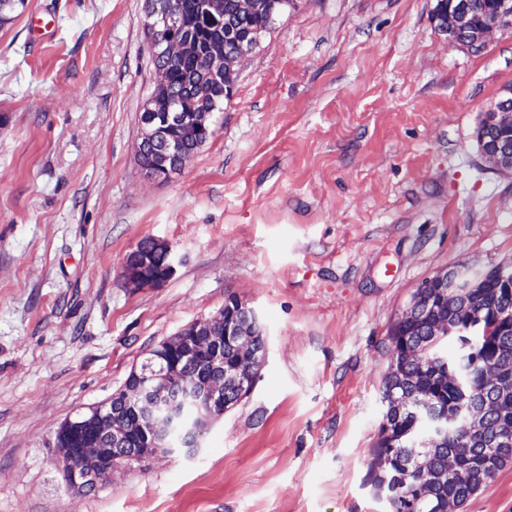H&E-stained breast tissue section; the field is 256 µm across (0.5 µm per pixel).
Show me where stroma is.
Here are the masks:
<instances>
[{"label": "stroma", "mask_w": 512, "mask_h": 512, "mask_svg": "<svg viewBox=\"0 0 512 512\" xmlns=\"http://www.w3.org/2000/svg\"><path fill=\"white\" fill-rule=\"evenodd\" d=\"M436 0H298L179 173L146 180L145 0H28L0 27V512H389L374 450L390 334L443 270L512 263V175L476 130L512 88V29L452 45ZM175 272L126 287L143 238ZM268 355L193 454L84 495L67 419L229 298ZM457 512H512V462Z\"/></svg>", "instance_id": "35a3bbf8"}]
</instances>
